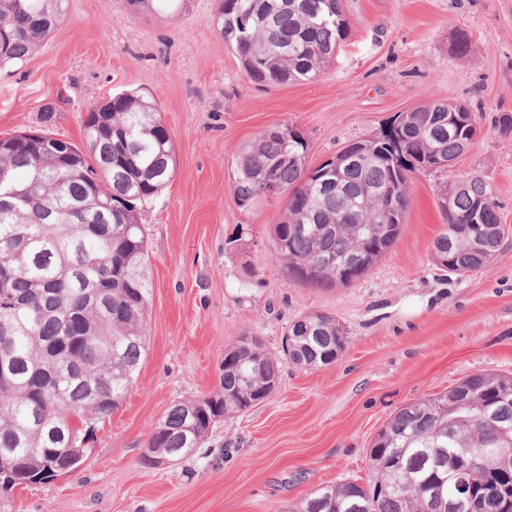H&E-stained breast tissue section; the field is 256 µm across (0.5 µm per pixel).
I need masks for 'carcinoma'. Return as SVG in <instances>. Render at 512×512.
<instances>
[{
	"label": "carcinoma",
	"mask_w": 512,
	"mask_h": 512,
	"mask_svg": "<svg viewBox=\"0 0 512 512\" xmlns=\"http://www.w3.org/2000/svg\"><path fill=\"white\" fill-rule=\"evenodd\" d=\"M66 0H0V69L36 52L64 21ZM213 21L243 72L262 86L314 80L336 56L349 23L342 0H216ZM388 136L354 141L314 176L306 142L291 126L264 131L241 151L232 192L241 205L288 193L274 226L275 256L288 282L312 288L362 278L397 240L410 199L409 176L453 161L477 136L464 105L433 102L401 113ZM0 148V462L14 463L10 487L78 468L66 448L92 437L117 410L147 352L151 280L137 203L173 177L175 150L156 101L124 92L91 109L83 146L47 129ZM445 224L433 262L463 275L488 264L508 231L493 188L467 180L438 197ZM280 355L243 336L224 353L220 390L174 402L153 426L156 458L183 461L220 418L277 390L284 364L327 365L347 331L330 314L293 320ZM486 464L512 449V374L480 372L440 394L408 403L368 448L362 482L320 485L288 512H502L500 497L472 505L458 483L482 471L454 472L472 450Z\"/></svg>",
	"instance_id": "carcinoma-1"
}]
</instances>
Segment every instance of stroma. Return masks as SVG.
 Instances as JSON below:
<instances>
[{
	"instance_id": "stroma-1",
	"label": "stroma",
	"mask_w": 512,
	"mask_h": 512,
	"mask_svg": "<svg viewBox=\"0 0 512 512\" xmlns=\"http://www.w3.org/2000/svg\"><path fill=\"white\" fill-rule=\"evenodd\" d=\"M343 3L348 35L310 82H251L209 22L215 0H177L165 14L67 0L65 22L26 64L0 70L1 138L40 127L55 102L51 132L81 144L91 108L135 91L158 103L176 153L171 181L140 207L152 296L138 379L80 468L0 491V512H286L318 486L367 477L371 441L398 408L474 373L512 374V242L462 276L430 257L449 177L488 181L512 227V133L497 125L512 113V0ZM433 101L468 105L482 133L451 171L411 174L393 246L350 285L288 283L271 237L283 201L233 197L242 148L289 125L312 169ZM314 312L349 332L335 363L283 366L273 396L218 423L191 458L143 465L169 406L219 389L231 344L254 336L278 352L288 324Z\"/></svg>"
}]
</instances>
